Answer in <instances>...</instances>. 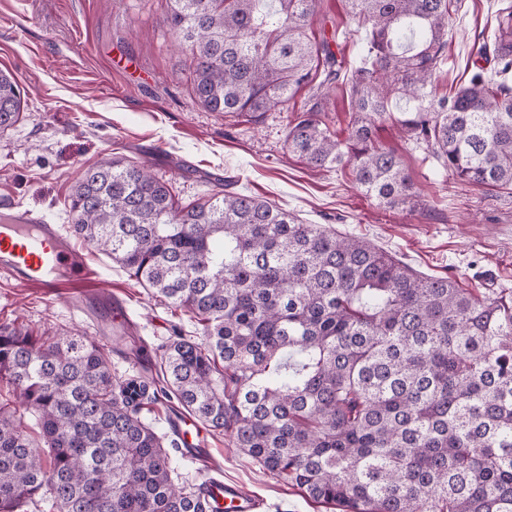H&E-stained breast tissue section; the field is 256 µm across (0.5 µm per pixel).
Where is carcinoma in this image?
Instances as JSON below:
<instances>
[{"instance_id":"1","label":"carcinoma","mask_w":512,"mask_h":512,"mask_svg":"<svg viewBox=\"0 0 512 512\" xmlns=\"http://www.w3.org/2000/svg\"><path fill=\"white\" fill-rule=\"evenodd\" d=\"M193 97L257 119L293 93L288 150L350 168L378 206L421 194L376 138L392 122L461 184L512 190V0L479 54L495 66L441 94L454 0H346L367 52L351 71L348 137L320 117L345 61L308 35L316 0H169ZM0 69V131L20 118ZM70 229L152 296L188 310L155 376L119 379L106 345L0 327V381L40 429L0 404V512H209L175 482L165 436L140 415L155 377L184 410L311 501L339 512H512V289L423 277L354 235L217 192L179 204L147 167L108 157L69 201Z\"/></svg>"}]
</instances>
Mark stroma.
Masks as SVG:
<instances>
[{"instance_id":"35a3bbf8","label":"stroma","mask_w":512,"mask_h":512,"mask_svg":"<svg viewBox=\"0 0 512 512\" xmlns=\"http://www.w3.org/2000/svg\"><path fill=\"white\" fill-rule=\"evenodd\" d=\"M498 0H457L448 26V58L440 92H452L462 73L491 42ZM167 0H0V69L21 92V119L0 132V211L12 207L66 227L68 199L83 170L106 157L146 161L171 180L182 202L229 190L260 197L307 224L369 239L427 276L459 279L468 288H512V194L461 191L422 149L393 124L378 130L427 205L409 213L380 208L357 188L350 170L315 171L289 152L286 127L310 91L300 88L282 112L256 121L209 112L190 94L188 61L163 23ZM345 0H318L310 36L335 39L348 67L358 66L362 35ZM96 278L91 287L123 300L130 323L112 339V318L99 327L83 313L86 299L69 286L47 290L0 272V326L50 336L62 330L107 337L113 370L139 373L136 349L159 359L175 336L200 339L191 313L171 308L137 285L105 255L84 247ZM204 460L167 450L175 480L200 485L209 477L263 499L266 512H330L264 473L228 436L204 430Z\"/></svg>"}]
</instances>
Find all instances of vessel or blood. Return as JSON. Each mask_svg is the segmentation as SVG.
I'll use <instances>...</instances> for the list:
<instances>
[{
    "mask_svg": "<svg viewBox=\"0 0 512 512\" xmlns=\"http://www.w3.org/2000/svg\"><path fill=\"white\" fill-rule=\"evenodd\" d=\"M0 271L24 283L44 288L77 284L86 279L85 255L71 239L29 210H14L0 215ZM182 455L196 458L205 449L193 420L186 415L169 421ZM204 499L213 512H261L262 502L238 485L218 479L205 481Z\"/></svg>",
    "mask_w": 512,
    "mask_h": 512,
    "instance_id": "1",
    "label": "vessel or blood"
}]
</instances>
